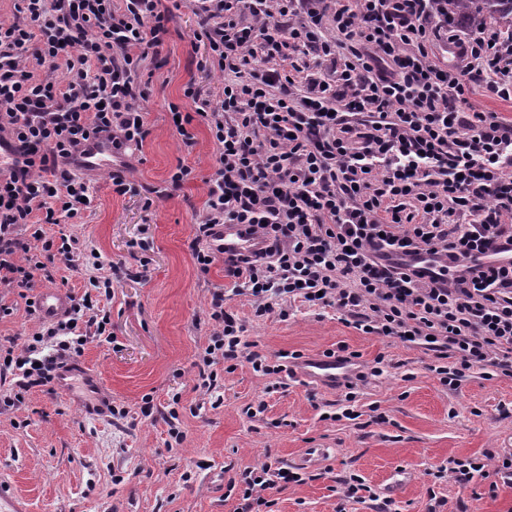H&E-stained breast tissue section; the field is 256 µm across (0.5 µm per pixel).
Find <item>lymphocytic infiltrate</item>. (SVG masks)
<instances>
[{
	"label": "lymphocytic infiltrate",
	"mask_w": 512,
	"mask_h": 512,
	"mask_svg": "<svg viewBox=\"0 0 512 512\" xmlns=\"http://www.w3.org/2000/svg\"><path fill=\"white\" fill-rule=\"evenodd\" d=\"M0 21V288L30 294L54 282L55 256L74 260L73 237L44 227L80 219L91 197L80 175L89 142L121 159L149 134L140 106L143 61L163 46L162 0H14ZM204 67L224 76L219 101L194 85L193 109L171 106L186 150L204 124L214 145L203 214L190 249L199 276L216 259L255 315L276 300L331 307L367 335L409 339L435 354L432 372L458 388L464 371L512 375V121L463 112L468 74L512 99V38L481 29L463 42L464 68L436 53L456 42L448 0H194ZM65 66L70 79L55 72ZM181 165L163 185L112 171V190L145 205L189 181ZM260 238L252 254L218 246L217 226ZM203 366L245 362L265 375L285 364L242 344L244 324L210 301ZM110 314L91 293L70 316L39 326L22 348L0 345V399L23 404L89 342H113ZM303 476L265 462L240 477L241 512H267V493Z\"/></svg>",
	"instance_id": "f902f5d3"
}]
</instances>
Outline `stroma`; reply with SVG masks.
<instances>
[{
    "label": "stroma",
    "instance_id": "1",
    "mask_svg": "<svg viewBox=\"0 0 512 512\" xmlns=\"http://www.w3.org/2000/svg\"><path fill=\"white\" fill-rule=\"evenodd\" d=\"M170 34L141 68L148 96L141 106L150 133L128 179L159 186L177 165L193 179L152 207L112 191L109 172L91 169L95 201L82 219L46 225L47 236L77 239L78 261L56 257V288L83 296L90 278L114 279L109 310L113 343L88 344L78 362L97 378L117 414L102 421L84 414L59 389H33L24 403L0 412V478L9 480L28 512H235L240 491L229 481L264 461L302 469L309 479L271 490L273 512H376L341 496L346 473L362 477L398 512H512V485L491 489L474 477L462 486L437 471L452 457L501 454L512 448V376L483 379L468 371L458 390L440 383L432 353L416 345L366 335L335 309L287 303V316L255 317L246 297L232 294L223 261L207 277L193 265V226L206 201L205 177L214 150L205 127L185 150L169 106L192 109L183 90L195 83L203 97L224 95L220 73L196 62V18L189 0H170ZM224 289V309L246 326L245 339L275 359L297 351L305 359L347 348L382 373L358 384L345 402L343 388L286 374L262 375L248 363H218L214 393L198 386L199 355L213 331V289ZM153 413L143 416L144 399ZM356 413L343 418L344 410ZM178 427L181 443L169 431Z\"/></svg>",
    "mask_w": 512,
    "mask_h": 512
}]
</instances>
